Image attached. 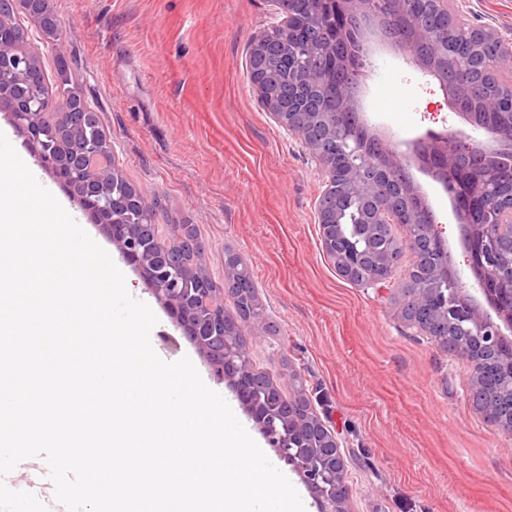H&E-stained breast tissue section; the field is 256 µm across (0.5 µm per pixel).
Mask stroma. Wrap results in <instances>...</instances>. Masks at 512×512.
I'll return each mask as SVG.
<instances>
[{
    "label": "stroma",
    "instance_id": "obj_1",
    "mask_svg": "<svg viewBox=\"0 0 512 512\" xmlns=\"http://www.w3.org/2000/svg\"><path fill=\"white\" fill-rule=\"evenodd\" d=\"M457 5L470 23L512 40V0ZM49 8L71 73L62 85L54 56L43 58L54 105L73 91L85 98L126 180L158 201L163 223L195 226L216 281L227 253L244 260L267 323L252 360L303 378L314 413L343 447L348 512H512V437L470 402L472 362L416 335L403 317L410 257L390 282L364 288L322 251L323 177L250 75L252 39L274 21L268 0H49ZM373 62L386 75L368 81L367 118L393 145L430 131L482 138L410 55L383 47ZM36 175L153 310L156 354L189 357L209 388L236 403L78 202L50 172ZM415 180L455 269L474 286L447 196L424 174ZM0 490L7 508L36 491L46 512L56 508L40 457L1 476Z\"/></svg>",
    "mask_w": 512,
    "mask_h": 512
}]
</instances>
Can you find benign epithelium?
<instances>
[{"label": "benign epithelium", "instance_id": "1", "mask_svg": "<svg viewBox=\"0 0 512 512\" xmlns=\"http://www.w3.org/2000/svg\"><path fill=\"white\" fill-rule=\"evenodd\" d=\"M451 0H433L443 25L430 30L416 24L418 39L435 38L438 48L425 56L393 38L394 30L405 16L408 0H396L397 7L387 11L379 0H335L343 21L351 22L343 30L344 42H353L356 51L346 50L337 68L347 70L350 81L345 109L356 116L355 126L363 136H351L358 161L336 164L313 144L336 133L342 125V113L329 112L313 98V90L329 81L326 73L315 80L299 70V56H288V68L295 77L288 84V99L268 106L276 121L298 135L324 176L325 189L319 202V228L323 251L339 261L340 275L365 288L386 283L405 253L414 261L409 269V309L411 327L430 335L431 327H461L475 337L480 348L497 353L504 344H512V186L497 182V163L512 152V122L500 126L483 125L472 114L466 120L484 132L485 139L468 138L456 152L447 150V138L427 133L406 143V150L379 148L384 140L371 130L361 107L367 66L362 60L374 53L377 44H389L409 53L421 69L434 77L448 107L456 109L460 90L472 87L471 73H459L457 88L444 79L446 65L429 61L447 54L471 55L473 48L448 47V28H464L450 10ZM273 13L280 17L274 25L280 33V49L288 52L291 44H310L308 31L316 27L325 13V0H270ZM44 38L33 40L27 28L19 24H0V108L8 111L13 125L28 134L27 146L42 167L52 170L68 185L71 194L96 218L121 258L150 287L155 298L205 358L212 375L226 383L255 419L269 447L293 466L318 504L319 512H346L349 498L347 464L340 443L318 417L308 412L310 403L305 384L294 374L288 383L273 372L252 363L249 345L260 338L264 319L256 312L240 307L241 295L254 290L252 281L224 268V282L198 271L200 264L184 259L176 246L191 233V224H161L157 202L140 196L139 206L146 222H134L129 200L123 195L102 196L93 185L90 172H113L112 161L102 145L87 135L85 117L93 114L85 99L72 94L77 105L54 109L40 93L44 83L41 59L58 51V26L55 17L45 12ZM512 41L501 46L485 75L512 93ZM52 113L53 128L78 145L77 151L61 154L52 148L37 146V122L42 113ZM469 158L484 179L464 186L467 199L453 190V179L461 178L460 161ZM430 177L448 196L452 214L459 226L468 266L475 275L479 291L490 303L483 307L452 265L451 254L435 228V217L418 190L412 169ZM350 193L365 202L362 229L365 245L359 247L337 224L338 204ZM401 224L405 238L397 239L392 225ZM442 283L452 289L437 293L422 288L420 281ZM235 306L231 317L227 305ZM491 396L490 384L477 378L471 383V399L485 407Z\"/></svg>", "mask_w": 512, "mask_h": 512}]
</instances>
